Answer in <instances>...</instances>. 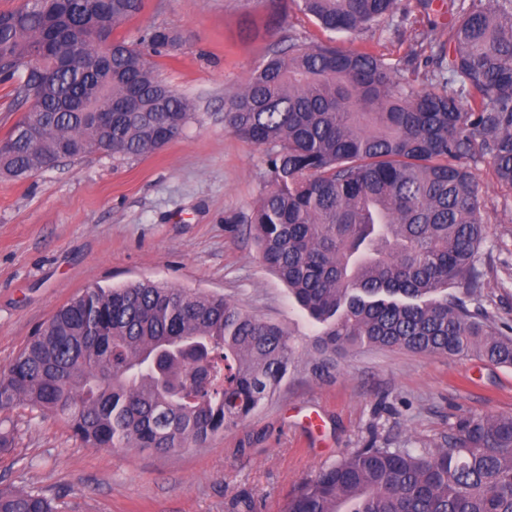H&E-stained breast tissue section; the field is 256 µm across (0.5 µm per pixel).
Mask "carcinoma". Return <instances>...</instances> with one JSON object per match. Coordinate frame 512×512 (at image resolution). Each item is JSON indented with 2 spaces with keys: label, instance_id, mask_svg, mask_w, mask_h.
<instances>
[{
  "label": "carcinoma",
  "instance_id": "cac0c4a2",
  "mask_svg": "<svg viewBox=\"0 0 512 512\" xmlns=\"http://www.w3.org/2000/svg\"><path fill=\"white\" fill-rule=\"evenodd\" d=\"M144 0H24L0 10V84L28 105L6 137L5 176L69 157L141 156L195 119L141 45L115 36ZM330 33L359 35L404 14L402 0H299ZM431 88L385 59L280 40L224 100L232 133L266 147L251 223L264 265L319 326L298 353L280 325L222 295L152 280L85 289L0 370V413L62 417L98 448L201 446L244 423L304 365L361 347L476 356L512 367V337L483 303L485 226L465 154L487 156L512 190V0H448ZM53 67L36 81L32 65ZM112 106V124L87 109ZM38 144L21 137L23 127ZM196 360L207 361L199 370ZM0 512H56L43 493L0 489ZM285 512H512V416L463 419L436 448H358L303 483Z\"/></svg>",
  "mask_w": 512,
  "mask_h": 512
}]
</instances>
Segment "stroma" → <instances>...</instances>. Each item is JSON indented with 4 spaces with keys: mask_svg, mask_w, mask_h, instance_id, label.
Here are the masks:
<instances>
[{
    "mask_svg": "<svg viewBox=\"0 0 512 512\" xmlns=\"http://www.w3.org/2000/svg\"><path fill=\"white\" fill-rule=\"evenodd\" d=\"M447 24L442 11L413 2L393 23L335 39L422 88L425 36ZM148 27L178 35L176 48L148 60L196 117L150 154H88L0 178V369L87 287L144 279L224 296L302 348L318 331L260 258L249 217L268 180L266 149L225 128L224 97L280 36L313 42L323 31L294 0H144L119 33L131 40ZM459 163L482 203L485 300L512 320V192L489 157ZM484 415H512V367L365 347L337 355L328 373L290 372L248 421L172 454L89 447L62 418L15 408L0 416L13 436L0 452V488L42 492L57 512H239L244 497L258 512H283L301 484L370 440L435 448L458 420Z\"/></svg>",
    "mask_w": 512,
    "mask_h": 512,
    "instance_id": "stroma-1",
    "label": "stroma"
}]
</instances>
